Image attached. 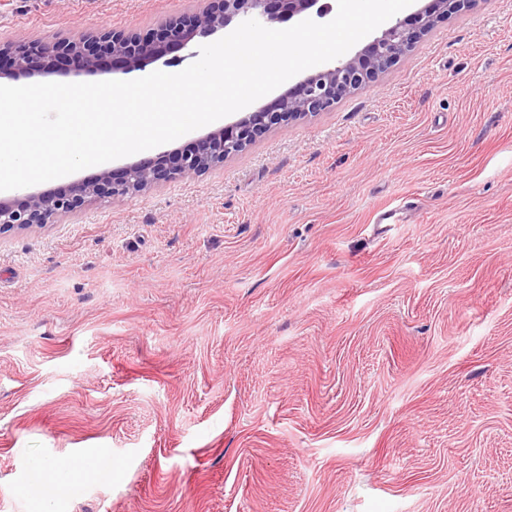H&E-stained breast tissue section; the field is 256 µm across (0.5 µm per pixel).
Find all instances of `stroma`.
Listing matches in <instances>:
<instances>
[{"mask_svg":"<svg viewBox=\"0 0 512 512\" xmlns=\"http://www.w3.org/2000/svg\"><path fill=\"white\" fill-rule=\"evenodd\" d=\"M192 5L0 0V45ZM35 457L77 469L56 512H512V0L221 166L0 232V512H40Z\"/></svg>","mask_w":512,"mask_h":512,"instance_id":"obj_1","label":"stroma"}]
</instances>
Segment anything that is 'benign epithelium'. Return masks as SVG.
Instances as JSON below:
<instances>
[{"mask_svg":"<svg viewBox=\"0 0 512 512\" xmlns=\"http://www.w3.org/2000/svg\"><path fill=\"white\" fill-rule=\"evenodd\" d=\"M203 5L176 19H169L143 35L108 31L97 36L74 33L53 44L30 41L0 47V79L13 78L12 72L48 77L57 74L54 63L66 56H78L84 68L97 70L100 55L112 54L121 64L112 73L143 68L172 47L181 50L197 35H211L237 17L275 22L291 19L315 7L324 15L319 0H201ZM476 0H428V3L400 19L374 38L354 56L318 71L297 82L269 105L245 113L240 119L199 138L195 147L172 151L165 162L145 159L127 165L120 176L109 169L93 180L71 183L65 190L32 192L26 203L15 206L0 199V228H29L72 213L94 198L114 199L145 190L162 181L188 178L220 166L227 158L246 149L272 128L300 120L331 108L336 101L366 83L375 81L437 24Z\"/></svg>","mask_w":512,"mask_h":512,"instance_id":"7a95c632","label":"benign epithelium"}]
</instances>
